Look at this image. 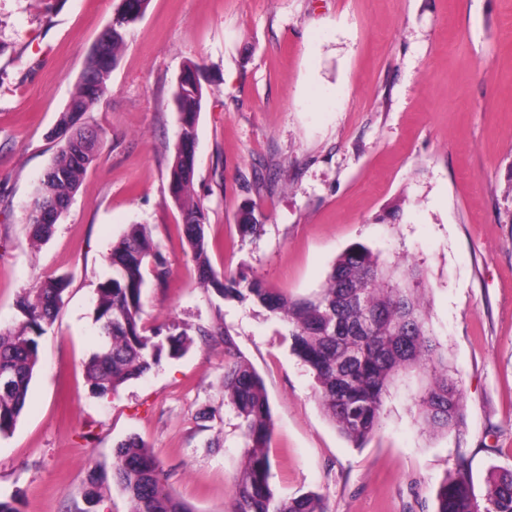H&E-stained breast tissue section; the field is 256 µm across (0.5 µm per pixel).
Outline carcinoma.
I'll list each match as a JSON object with an SVG mask.
<instances>
[{
	"label": "carcinoma",
	"instance_id": "obj_1",
	"mask_svg": "<svg viewBox=\"0 0 512 512\" xmlns=\"http://www.w3.org/2000/svg\"><path fill=\"white\" fill-rule=\"evenodd\" d=\"M150 0H123L108 41L93 48L83 74L56 126L59 149L33 191L25 221L35 242L48 240L94 162L98 131L87 114L107 98L110 75L127 45L133 25ZM201 65L188 62L175 92L180 115L170 163V192L183 223L186 256L195 264L202 288L223 301L264 308L286 330L291 350L315 383L318 401L341 436L362 447L380 428L386 399L411 374L420 378L415 396L418 422L433 434L464 424L461 380L448 365L444 340L432 327L431 287L422 270L404 255L388 261L356 243L341 252L314 295L294 298L240 272H216L205 232L207 210L192 193L198 118L202 108ZM241 235L258 236L263 225L255 208L240 210ZM112 275L95 289L94 315L99 344L83 363L90 393L104 398L131 380L178 359L194 344L190 328L176 321L151 329L142 325L147 276L162 287L168 260L146 224H130L112 244ZM69 286L63 276H47L19 300L24 320L0 328V435L16 427L39 367V340L58 315ZM210 325L199 336L224 341V404L239 419L245 445L234 475L232 499L224 512H329L316 492L276 494L269 448L274 428L264 381L241 352L216 304ZM113 478L129 502V512H195L165 485L164 471L144 441L128 437L113 448ZM436 512H512V470H494L483 497L471 486L464 459L437 491Z\"/></svg>",
	"mask_w": 512,
	"mask_h": 512
}]
</instances>
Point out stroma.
I'll return each mask as SVG.
<instances>
[{"instance_id": "stroma-1", "label": "stroma", "mask_w": 512, "mask_h": 512, "mask_svg": "<svg viewBox=\"0 0 512 512\" xmlns=\"http://www.w3.org/2000/svg\"><path fill=\"white\" fill-rule=\"evenodd\" d=\"M119 3L0 0V326L22 320L17 302L41 277L69 280L29 406L0 437V496L20 493L22 512H85L94 472L95 512H128L112 450L130 436L195 512H224L232 496L244 439L224 405L221 340H196L105 398L82 368L98 344L95 289L127 225H148L169 262L144 323L212 317L169 191L191 60L203 68L193 190L213 268L302 296L352 244L407 251L462 377L461 433L422 431L413 379L357 448L324 415L282 326L225 302L272 408L275 490L319 493L330 512H435L462 457L483 495L492 468L512 469V0H151L88 114L97 158L50 239L32 243L24 208L59 148L51 132ZM247 202L262 214L256 238L237 227Z\"/></svg>"}]
</instances>
